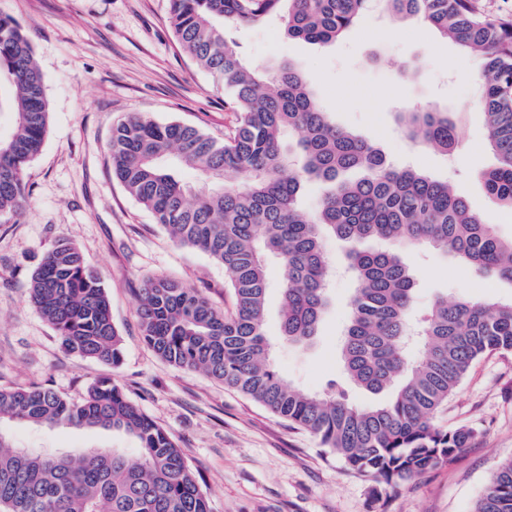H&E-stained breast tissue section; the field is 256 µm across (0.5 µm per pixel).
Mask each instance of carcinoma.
Wrapping results in <instances>:
<instances>
[{
    "label": "carcinoma",
    "instance_id": "obj_1",
    "mask_svg": "<svg viewBox=\"0 0 512 512\" xmlns=\"http://www.w3.org/2000/svg\"><path fill=\"white\" fill-rule=\"evenodd\" d=\"M373 0H170L180 46L224 85L237 113L219 141L198 127L134 114L112 128V171L125 190L181 246L224 266L234 304L217 309L195 288L148 278L138 290L142 336L166 362L224 382L315 436L345 470L368 480L406 483L453 459L475 437L445 429L439 409L474 362L512 352V303L440 297L413 314L416 281L400 250L427 245L512 283V237L473 212L446 182L396 168L370 142L336 126L318 105L310 80L291 64L250 67L226 29L280 20L284 35L336 42ZM395 22L420 19L480 60L474 76L496 158L480 173L486 193L512 210V16H489L473 0H383ZM13 128L0 140V219L17 216L26 171L41 152L49 121L43 77L27 37L0 13V115ZM412 139L446 154L459 142L453 113H399ZM297 136L301 163L290 167L284 133ZM199 173L205 188L178 171ZM358 170L355 181L343 174ZM308 180L322 185L319 208L300 206ZM350 244L356 288L340 351L344 375L320 393L288 386L270 363L265 333L266 269L283 266L282 336L312 344L331 303V267L323 239ZM29 299L62 346L84 359L117 366L122 340L109 294L77 246L62 240L32 272ZM415 335L416 360L405 344ZM355 386L381 404L359 407ZM18 423L123 432L139 459L122 448L21 453L0 434V512H212L195 472L172 437L126 396L119 383L94 381L78 403L42 387L0 389V417ZM473 512H512V459L500 463Z\"/></svg>",
    "mask_w": 512,
    "mask_h": 512
}]
</instances>
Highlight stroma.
I'll return each mask as SVG.
<instances>
[{"label": "stroma", "mask_w": 512, "mask_h": 512, "mask_svg": "<svg viewBox=\"0 0 512 512\" xmlns=\"http://www.w3.org/2000/svg\"><path fill=\"white\" fill-rule=\"evenodd\" d=\"M21 27L44 80L49 124L27 171L29 198L15 222L0 223V388L44 387L79 402L98 378L117 381L127 397L164 428L195 470L212 512H472L499 464L512 458V353L485 355L471 367L437 417L477 435L450 462L415 481L375 483L323 455L311 435L290 428L263 406L209 376L171 365L148 348L135 313L141 282L167 276L202 290L220 309L232 307L221 264L176 244L112 173V127L133 113L181 122L223 138L236 113L224 89L178 45L169 0H0ZM245 60L263 68L292 63L308 75L337 126L375 143L396 167H413L449 182L471 209L512 237V216L487 195L479 175L494 157L486 148L484 114L473 98L477 59L443 41L418 20L391 21L366 12L330 45L286 38L278 21L233 32ZM433 107L455 113L460 143L452 154L406 138L395 113ZM82 251L111 299L122 338L119 366L67 352L29 301L28 282L59 239ZM333 269L332 305L310 348L280 334L282 267L270 261L266 334L282 379L305 392L341 377L338 343L355 281L344 242L325 238ZM416 274L414 306L436 299L512 300V284L430 249L403 251ZM21 448H123L128 435L0 422Z\"/></svg>", "instance_id": "stroma-1"}]
</instances>
